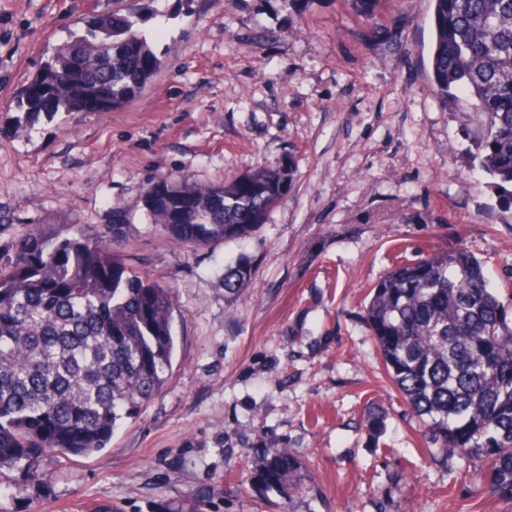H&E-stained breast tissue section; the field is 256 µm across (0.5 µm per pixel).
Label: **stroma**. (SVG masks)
Segmentation results:
<instances>
[{"label": "stroma", "mask_w": 512, "mask_h": 512, "mask_svg": "<svg viewBox=\"0 0 512 512\" xmlns=\"http://www.w3.org/2000/svg\"><path fill=\"white\" fill-rule=\"evenodd\" d=\"M128 5L0 0V114L69 31ZM156 6L165 66L140 95L0 133V251L34 226L96 235L125 209L126 266L176 297L168 382L103 452L41 456L29 482L0 471V512H512L479 462L428 447L364 319L397 258L460 247L512 298V210L474 166L466 113L431 92L432 0ZM283 161L290 184L246 237L182 248L146 215L161 178ZM236 263L250 276L228 298ZM269 448L301 458L294 496L254 483Z\"/></svg>", "instance_id": "35a3bbf8"}]
</instances>
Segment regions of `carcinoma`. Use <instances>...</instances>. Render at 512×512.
<instances>
[{
  "label": "carcinoma",
  "mask_w": 512,
  "mask_h": 512,
  "mask_svg": "<svg viewBox=\"0 0 512 512\" xmlns=\"http://www.w3.org/2000/svg\"><path fill=\"white\" fill-rule=\"evenodd\" d=\"M430 84L469 114L468 152L512 209V0H432ZM150 0L103 13L26 85L18 124L40 113L111 112L161 68ZM290 166L228 185L166 177L145 191L151 223L190 247L245 236L285 193ZM126 211L95 237L31 230L0 253V469L38 476L45 451L90 456L109 446L165 387L176 349L172 289L126 267L116 246ZM248 271L224 269V293ZM364 317L390 377L425 436L485 466L486 493L512 502V320L466 248L396 264L370 291ZM288 448L260 458L255 478L297 490Z\"/></svg>",
  "instance_id": "cac0c4a2"
}]
</instances>
